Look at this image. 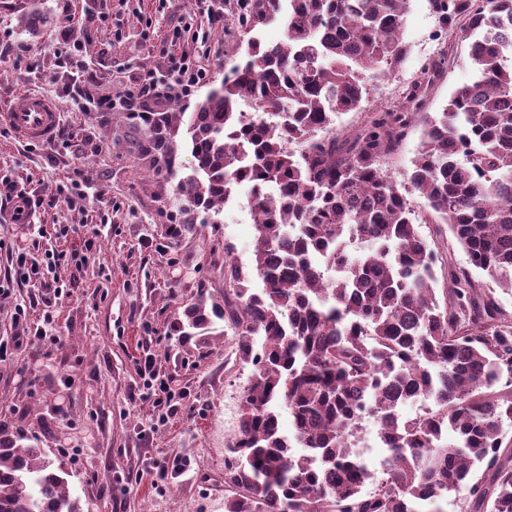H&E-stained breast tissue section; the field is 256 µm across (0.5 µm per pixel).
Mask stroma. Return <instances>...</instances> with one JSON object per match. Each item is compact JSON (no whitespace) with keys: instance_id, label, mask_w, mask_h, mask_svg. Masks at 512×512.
<instances>
[{"instance_id":"35a3bbf8","label":"stroma","mask_w":512,"mask_h":512,"mask_svg":"<svg viewBox=\"0 0 512 512\" xmlns=\"http://www.w3.org/2000/svg\"><path fill=\"white\" fill-rule=\"evenodd\" d=\"M89 10L104 20L85 42L83 56L104 96L159 67L158 47L177 27L182 39L172 52H194L207 73L186 98L187 107L223 81L225 62L245 56L240 30L210 19L215 10L233 15L237 0H72L67 18L58 0H0V43L17 46L0 59V113L17 94L44 95L60 105V123L70 136L66 142L26 144L0 122V176L11 177L33 197L55 193L72 177L90 199L80 210L64 203L36 209L27 224L0 210V275L9 270L12 251L40 258L48 247L71 250L73 241L55 239L58 225L87 224L100 231L82 268L62 260L51 270L71 286L69 296L51 306L49 333L57 345L46 355L23 345L0 361V416L60 460L82 512H225L224 448L237 427L240 393L253 367L237 361L232 332L212 337L201 358L184 351L170 326L179 303L200 284L223 287V271L209 267L213 248L231 246L240 265H251L250 191L238 187L220 223L160 252L167 245L162 200L138 168L113 173L106 127L72 104L57 68L67 32L78 31ZM36 14L44 23L26 32V18ZM403 38L406 57L360 109L337 117V138L362 130L371 113L401 105L445 50L457 60L430 87L426 111H438L452 91L472 81L469 43L445 36L432 0H410ZM146 347L160 372L176 376L187 392L182 411L166 424L138 375ZM65 432L75 446L63 454L57 440ZM175 459L186 468L173 488L155 480L154 472Z\"/></svg>"}]
</instances>
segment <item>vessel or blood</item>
<instances>
[{"label":"vessel or blood","mask_w":512,"mask_h":512,"mask_svg":"<svg viewBox=\"0 0 512 512\" xmlns=\"http://www.w3.org/2000/svg\"><path fill=\"white\" fill-rule=\"evenodd\" d=\"M7 124L21 142H49L59 124L58 106L45 97L21 94L13 98L4 114Z\"/></svg>","instance_id":"vessel-or-blood-1"}]
</instances>
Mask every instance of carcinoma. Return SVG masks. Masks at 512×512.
Returning a JSON list of instances; mask_svg holds the SVG:
<instances>
[{"mask_svg": "<svg viewBox=\"0 0 512 512\" xmlns=\"http://www.w3.org/2000/svg\"><path fill=\"white\" fill-rule=\"evenodd\" d=\"M284 1V38L250 36ZM247 2L232 19L246 60L193 112L150 100L110 130L117 166L172 188V241L220 223L251 185V268L224 246V290L197 289L171 326L202 349L221 325L253 366L225 449L226 512H442L450 495L463 512H512V312L473 274L512 290V0H434L448 34L469 41L474 79L423 118L401 180L385 165L422 84L345 147L334 124L404 59L410 0ZM421 222L447 225L469 259L443 261L441 290ZM420 398L433 407L404 410ZM366 419L386 449L379 480L351 444ZM22 440L0 423V512H81L63 466Z\"/></svg>", "mask_w": 512, "mask_h": 512, "instance_id": "obj_1", "label": "carcinoma"}]
</instances>
